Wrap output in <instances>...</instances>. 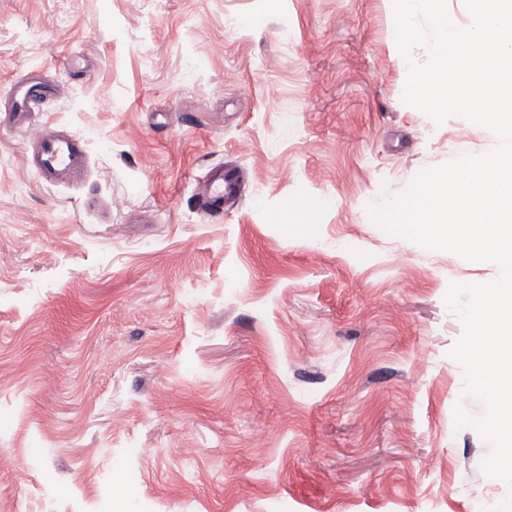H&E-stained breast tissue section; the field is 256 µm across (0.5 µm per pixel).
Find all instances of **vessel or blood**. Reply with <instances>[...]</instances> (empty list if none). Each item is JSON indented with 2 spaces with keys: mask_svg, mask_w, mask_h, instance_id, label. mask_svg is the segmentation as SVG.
<instances>
[{
  "mask_svg": "<svg viewBox=\"0 0 512 512\" xmlns=\"http://www.w3.org/2000/svg\"><path fill=\"white\" fill-rule=\"evenodd\" d=\"M54 94L52 85L33 74H25L14 81L9 90L7 109L9 122L24 134L29 148V162L38 178L55 186L64 182H78L84 174L87 153L84 143L67 135H50L36 129L30 114L36 105ZM237 172L221 167L211 169L202 184L200 198L207 211L223 210L224 202L237 194Z\"/></svg>",
  "mask_w": 512,
  "mask_h": 512,
  "instance_id": "vessel-or-blood-1",
  "label": "vessel or blood"
}]
</instances>
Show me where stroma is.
<instances>
[{"instance_id":"1","label":"stroma","mask_w":512,"mask_h":512,"mask_svg":"<svg viewBox=\"0 0 512 512\" xmlns=\"http://www.w3.org/2000/svg\"><path fill=\"white\" fill-rule=\"evenodd\" d=\"M33 69L87 166L44 186L0 125V512L512 502L444 301L500 269L366 211L499 144L404 103L392 0H0V104ZM239 181V175L233 170L211 169L201 187L200 198L205 209L209 212L223 210L224 200L237 194Z\"/></svg>"}]
</instances>
